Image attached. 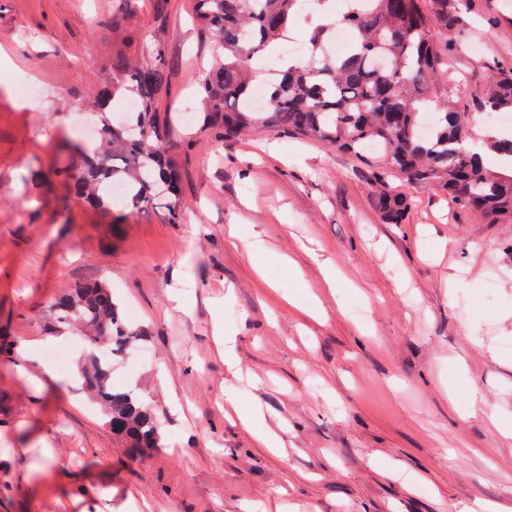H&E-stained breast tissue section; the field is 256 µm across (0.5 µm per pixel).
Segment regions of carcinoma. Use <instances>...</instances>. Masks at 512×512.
<instances>
[{
	"label": "carcinoma",
	"instance_id": "cac0c4a2",
	"mask_svg": "<svg viewBox=\"0 0 512 512\" xmlns=\"http://www.w3.org/2000/svg\"><path fill=\"white\" fill-rule=\"evenodd\" d=\"M299 0H196L201 26L224 44V60L200 82L211 126L232 139L266 129L336 147L373 169L376 206L388 224H400L410 200L389 183L394 177L411 185H433L460 208L490 224L512 223V176L487 168L482 147L512 158V134L472 143V113L458 107L441 87L439 73L452 51V33L461 10L448 12V0H347L339 16L308 33V58L267 84V103H249L252 63L257 54L283 38ZM445 32L443 44L432 23ZM355 33L350 53L332 58L323 52L334 24ZM168 60L162 45L150 62L124 57L113 62L112 84L100 93L101 143L83 151L63 170L70 194L106 212L110 183L129 189L132 208L167 200L172 220L180 218L176 161L161 146L165 118L158 97L166 89ZM139 101L128 121L105 112L117 93ZM479 109L512 112V66L476 104ZM57 323L80 324L92 331L80 365L87 389L102 403L112 432L129 456L139 459L161 447L154 413L132 391L115 389L99 353L122 348L141 331L122 316L112 292L89 284L57 296Z\"/></svg>",
	"mask_w": 512,
	"mask_h": 512
}]
</instances>
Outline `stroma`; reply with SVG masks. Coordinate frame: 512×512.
I'll return each instance as SVG.
<instances>
[{"mask_svg":"<svg viewBox=\"0 0 512 512\" xmlns=\"http://www.w3.org/2000/svg\"><path fill=\"white\" fill-rule=\"evenodd\" d=\"M462 17L441 84L470 110L512 63V0H471ZM158 42L175 223L159 200L104 214L50 174L95 145L73 119L95 112L113 59L144 61ZM223 54L195 0H168L161 20L153 0H0V345L13 349L0 358V512L512 505V223L405 184L406 220L386 224L371 169L337 149L278 130L216 138L199 83ZM23 81L41 102L19 97ZM256 239L266 249L251 259ZM91 282L142 331L110 376L159 422L160 448L138 460L75 367L56 389L43 372L48 346L86 350L51 304Z\"/></svg>","mask_w":512,"mask_h":512,"instance_id":"1","label":"stroma"}]
</instances>
